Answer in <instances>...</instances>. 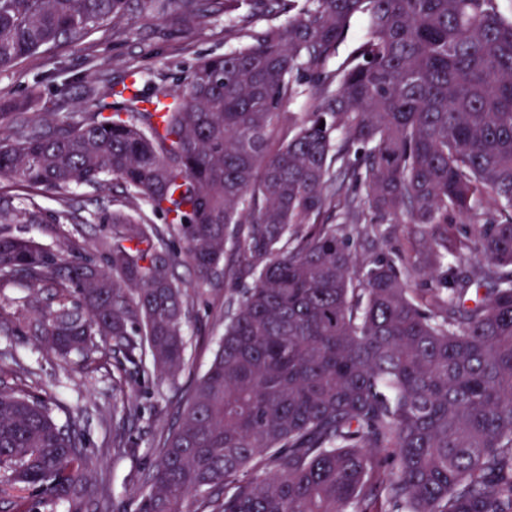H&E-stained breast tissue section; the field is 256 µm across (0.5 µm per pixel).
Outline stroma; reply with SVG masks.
Instances as JSON below:
<instances>
[{
    "label": "stroma",
    "mask_w": 512,
    "mask_h": 512,
    "mask_svg": "<svg viewBox=\"0 0 512 512\" xmlns=\"http://www.w3.org/2000/svg\"><path fill=\"white\" fill-rule=\"evenodd\" d=\"M223 14L213 15L202 25H183L170 17L143 12L129 16L114 26L86 36L80 46L60 45L27 58L20 66L0 72V103L30 102L32 111L72 112L75 103H90L88 88L122 81L131 67L144 72L142 87L154 93L171 87L174 77L190 69L199 57L223 53ZM46 215L63 210L87 215L112 206V194L74 189L67 200L38 196ZM14 232L47 245L77 241L92 244L105 228L100 224H17ZM442 233L441 227L427 229L424 239L409 240L408 226L397 231L361 224L353 232L352 246L358 256L372 260L381 255L415 247L425 250ZM176 273L186 287L196 288L186 323L191 339L189 366L175 382L147 374L131 375L127 392L142 408L139 419L126 430L133 448L121 457L112 455L113 368L103 361L86 362L80 357L66 359L47 352L28 328L31 312L26 305V288H0V378L10 385L43 388L53 401L79 421L85 446L98 463V471L110 494L111 512H136L133 494L142 473L156 459L160 432L174 423L179 406L207 369L216 341L224 332V301L241 289L251 287V279H225L197 285L193 268L180 263Z\"/></svg>",
    "instance_id": "stroma-1"
}]
</instances>
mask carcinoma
<instances>
[{"mask_svg": "<svg viewBox=\"0 0 512 512\" xmlns=\"http://www.w3.org/2000/svg\"><path fill=\"white\" fill-rule=\"evenodd\" d=\"M171 8L198 24L224 12L242 44L156 94L131 71L94 110L0 112L1 180L62 200L123 187L89 219L112 233L58 253L11 229L45 222L35 202L0 195V286L29 290L48 350L112 348L117 391L131 371L172 380L188 364L176 266L205 284L236 275L227 244L248 257L253 285L226 300L137 512L190 497L193 512H512V13L499 0H0V71ZM359 16L366 36L330 68ZM303 84L307 111L283 113ZM349 224L445 232L423 257L361 261ZM450 224L470 230L450 239ZM450 257L477 268L458 275ZM403 268L424 271L418 287ZM140 414L127 397L115 409L113 453ZM102 483L77 421L0 380V505L52 512Z\"/></svg>", "mask_w": 512, "mask_h": 512, "instance_id": "1", "label": "carcinoma"}]
</instances>
